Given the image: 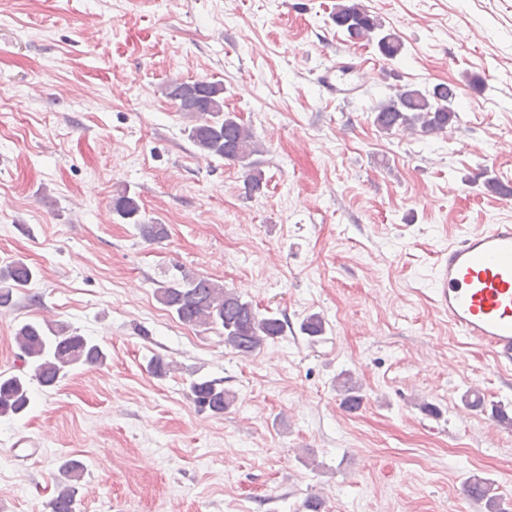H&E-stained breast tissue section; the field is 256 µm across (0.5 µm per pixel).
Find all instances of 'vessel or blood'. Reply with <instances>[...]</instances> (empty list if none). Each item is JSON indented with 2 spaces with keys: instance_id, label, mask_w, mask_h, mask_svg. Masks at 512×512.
I'll list each match as a JSON object with an SVG mask.
<instances>
[{
  "instance_id": "b4317fda",
  "label": "vessel or blood",
  "mask_w": 512,
  "mask_h": 512,
  "mask_svg": "<svg viewBox=\"0 0 512 512\" xmlns=\"http://www.w3.org/2000/svg\"><path fill=\"white\" fill-rule=\"evenodd\" d=\"M352 65L330 66L320 77L335 95L352 91ZM438 307L461 336L478 343L501 367H512V224L465 232L440 259Z\"/></svg>"
}]
</instances>
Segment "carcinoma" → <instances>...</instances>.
I'll return each mask as SVG.
<instances>
[{
    "label": "carcinoma",
    "instance_id": "obj_1",
    "mask_svg": "<svg viewBox=\"0 0 512 512\" xmlns=\"http://www.w3.org/2000/svg\"><path fill=\"white\" fill-rule=\"evenodd\" d=\"M331 20L348 41L372 43L388 60L401 57L404 44L400 37L361 4H336ZM163 94L191 119L188 137L201 155L241 164L248 169L249 192L263 189L264 173L251 161L252 156L260 153L259 143L253 130L236 113L224 111L223 83L174 80L164 86ZM456 99L457 87L452 83L431 87L406 84L373 109V125L385 135L401 130L442 133L458 119ZM112 212L134 225L147 241L159 242L168 236L166 225L143 220L137 197L126 188L113 194ZM34 277V270L22 260L1 267L0 307L12 301L13 290L26 287ZM156 295L182 323L220 330L224 345L240 355L255 352L285 332V322L276 315L260 312L235 291L205 276L184 272L170 285L157 289ZM300 330L314 341L324 334L325 322L320 315L310 314L302 321ZM14 340L29 370L0 375V416L26 414L32 404V385L53 387L75 367L102 365L108 358L104 347L96 341L70 333L64 326L47 320L21 323L15 329ZM337 388L345 409H359L363 396L351 375H341ZM190 392L199 410L213 415L224 414L234 402V396L224 390L223 381L217 379L196 380L191 383ZM83 472L84 465L78 460L62 465L68 484L53 498L52 512H77L75 483L81 480ZM465 492L483 506L484 512H504L502 497L489 479L479 475L469 477Z\"/></svg>",
    "mask_w": 512,
    "mask_h": 512
}]
</instances>
